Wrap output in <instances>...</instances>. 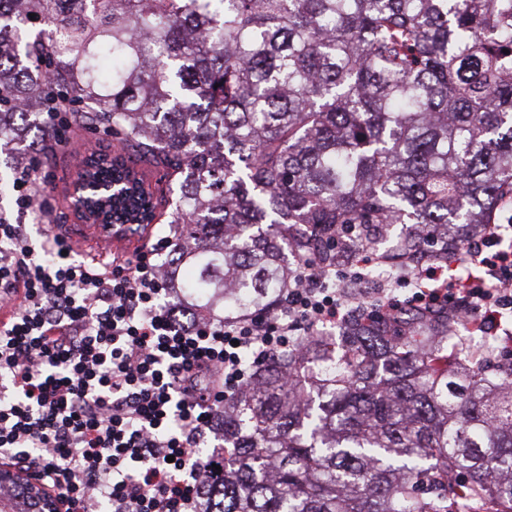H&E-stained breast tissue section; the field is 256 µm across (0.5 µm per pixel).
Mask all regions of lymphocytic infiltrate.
Segmentation results:
<instances>
[{
	"label": "lymphocytic infiltrate",
	"mask_w": 512,
	"mask_h": 512,
	"mask_svg": "<svg viewBox=\"0 0 512 512\" xmlns=\"http://www.w3.org/2000/svg\"><path fill=\"white\" fill-rule=\"evenodd\" d=\"M460 249L408 252L398 280L409 308L473 319L485 336H511L512 224L460 225ZM164 235L133 257L104 262L34 245L0 212V465L48 486L65 512H204L223 436L224 398L297 336L400 311L386 289L362 288L350 269L298 260L275 315L183 321L156 258Z\"/></svg>",
	"instance_id": "obj_1"
}]
</instances>
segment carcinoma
Listing matches in <instances>:
<instances>
[{
  "mask_svg": "<svg viewBox=\"0 0 512 512\" xmlns=\"http://www.w3.org/2000/svg\"><path fill=\"white\" fill-rule=\"evenodd\" d=\"M74 128L173 177L181 312L268 311L288 257L387 240L343 228L417 251L512 213V0H0V156ZM403 318L244 354L207 512H512V355L459 367L448 316Z\"/></svg>",
  "mask_w": 512,
  "mask_h": 512,
  "instance_id": "carcinoma-1",
  "label": "carcinoma"
}]
</instances>
